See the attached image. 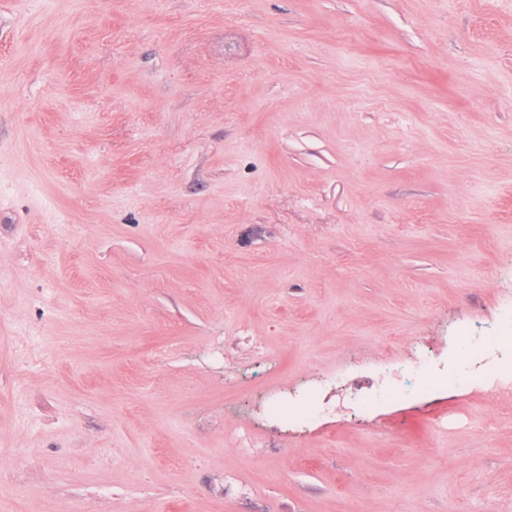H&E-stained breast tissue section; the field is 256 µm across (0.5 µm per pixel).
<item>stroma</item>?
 I'll return each mask as SVG.
<instances>
[{"instance_id": "stroma-1", "label": "stroma", "mask_w": 512, "mask_h": 512, "mask_svg": "<svg viewBox=\"0 0 512 512\" xmlns=\"http://www.w3.org/2000/svg\"><path fill=\"white\" fill-rule=\"evenodd\" d=\"M508 308L512 0H0V512H512L511 381L343 406Z\"/></svg>"}]
</instances>
